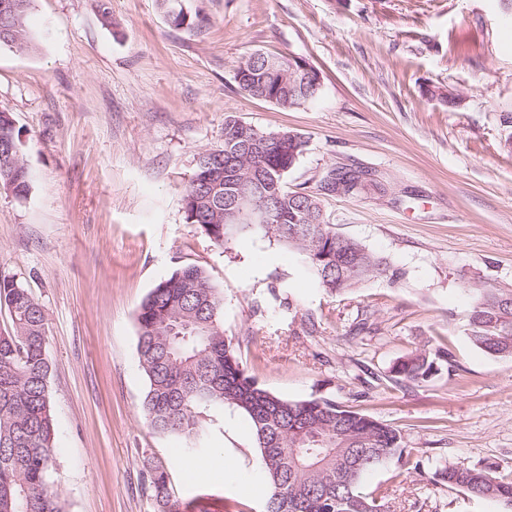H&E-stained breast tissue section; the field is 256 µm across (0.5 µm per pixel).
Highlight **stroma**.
Returning a JSON list of instances; mask_svg holds the SVG:
<instances>
[{
    "label": "stroma",
    "mask_w": 512,
    "mask_h": 512,
    "mask_svg": "<svg viewBox=\"0 0 512 512\" xmlns=\"http://www.w3.org/2000/svg\"><path fill=\"white\" fill-rule=\"evenodd\" d=\"M183 5L207 23L174 28L160 0H32L30 47L0 45V111L33 174L27 198L0 188V275L47 314L65 512H155L143 473L157 460L194 512H261L266 475L243 413L202 409L196 455L142 409L136 310L182 262L223 288L224 333L264 389L333 397L418 450L424 474L393 460L365 492L388 491L391 512H503L428 476L463 462L512 478V357L467 337L472 286L512 288V0ZM257 51L305 60L318 96L285 109L241 91L236 69ZM230 117L302 134L288 189L317 193L326 222L387 273L336 295L274 239L219 248L187 224L182 189ZM331 168L376 183L332 193ZM439 347L453 361L431 379L391 382L399 360ZM201 459L211 478L193 473Z\"/></svg>",
    "instance_id": "1"
}]
</instances>
